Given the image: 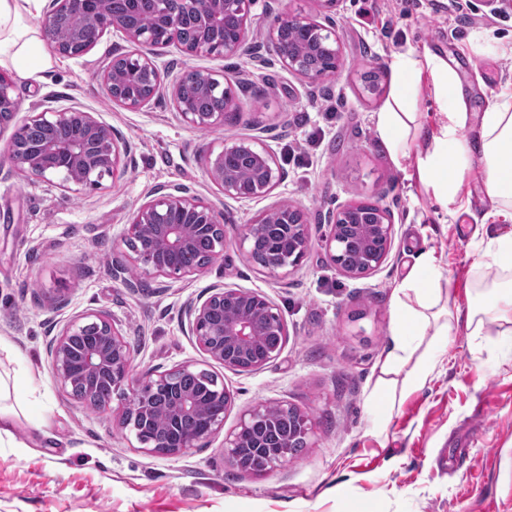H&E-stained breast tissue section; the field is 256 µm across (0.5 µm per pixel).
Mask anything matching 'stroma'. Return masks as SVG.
I'll use <instances>...</instances> for the list:
<instances>
[{
    "mask_svg": "<svg viewBox=\"0 0 512 512\" xmlns=\"http://www.w3.org/2000/svg\"><path fill=\"white\" fill-rule=\"evenodd\" d=\"M318 15L317 0H256L250 36L263 44L280 12ZM329 17L341 49L336 73L310 84L251 56H189L161 49L162 73L185 68L224 73L237 99L223 127L196 131L178 118L169 89L146 107L114 105L102 81L112 49L108 30L86 53L45 50L48 70L14 79L19 110L0 127V150L15 125L50 108L94 113L128 139L136 162L99 188L49 187L24 179L0 158V376L37 388L15 434L0 440V512H512V351L471 348L459 328L431 381L410 393L387 430H372L367 394L390 348L391 294L422 251L441 260L453 296L466 306L482 260L484 233L512 231L493 216L472 161L463 210L444 219L414 177L416 161L393 163L380 143L376 114L393 88L394 55L431 51L455 68L470 109L484 111L512 87V8L483 0H337ZM263 128L285 179L265 197L224 196L205 158L224 140ZM313 139L304 160L290 152ZM189 188L234 224L282 201L305 214L312 243L294 268L271 277L236 246L205 273L146 277L115 272L123 232L155 188ZM372 202L394 217L385 263L347 277L323 237L328 211ZM213 284L255 291L282 312L288 337L280 357L252 372L208 358L188 336L185 303ZM87 310L107 312L133 353V372L187 361L217 374L234 402L224 430L175 456L150 453L109 412L73 400L49 366L53 323ZM288 404L316 423L303 453L265 474L224 456V435L256 405Z\"/></svg>",
    "mask_w": 512,
    "mask_h": 512,
    "instance_id": "1",
    "label": "stroma"
}]
</instances>
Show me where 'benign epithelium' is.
Listing matches in <instances>:
<instances>
[{"instance_id": "benign-epithelium-1", "label": "benign epithelium", "mask_w": 512, "mask_h": 512, "mask_svg": "<svg viewBox=\"0 0 512 512\" xmlns=\"http://www.w3.org/2000/svg\"><path fill=\"white\" fill-rule=\"evenodd\" d=\"M105 2L50 0L42 26L50 35L61 17H66L76 29L80 54L88 51L107 30L121 32L133 49L112 54V62L103 70V81L113 102L127 109H141L158 95L161 70L156 58L160 48L174 46L191 56L226 57L252 50L247 27L256 0H131L128 12L121 18L113 16L104 7ZM143 10L153 12L157 25L165 32L164 38H156L139 24L138 16ZM295 29L301 30L324 58L337 63L341 50L334 26L302 14L280 13L267 30L266 49L271 60L295 75L317 81L328 70L319 60L293 54L289 34ZM130 59L138 63L132 90L116 95L113 63ZM12 91V82L0 75V108L6 106L16 112L19 105ZM195 94L219 99L220 108L198 110L192 105ZM172 99L181 120L198 130L224 126L227 114L237 109L231 88L224 85V74L210 70L185 68L176 74L172 80ZM33 126L51 130L52 138L31 147L27 133ZM3 154L25 179L51 187L73 183L96 189L104 176H120L135 164L134 148L127 139L92 113L71 107L30 117L18 126ZM206 172L224 196L235 199L266 196L284 178L260 135L248 140H224L222 151L206 158ZM374 208V222L367 225V234L377 239L380 248L364 252L358 262L350 261L349 256L356 245L363 204L343 205L324 220L330 226L325 247L332 261L351 278L375 272L391 248V215L377 204ZM274 212L285 217L284 234L290 250L271 254L262 268L277 277L297 265L310 246L311 232L310 225L291 204H281ZM264 234V219L260 216L249 224L237 225L235 237L231 238L224 214L210 203L186 187L177 186L171 192L159 188L132 213L125 228L124 241L136 240L139 245L131 254L113 259L112 265L120 271L133 268L143 276L199 275L223 256L229 242L237 243L249 255ZM200 236L212 241L207 260L184 266L170 263L174 256H190ZM184 319L187 333L198 347L224 368L237 372L254 371L278 359L288 336L282 313L267 296L224 284L214 285L204 295L188 300ZM48 356L56 379L80 403L108 411L112 394L128 389L127 402L115 422L131 434H138V428L150 421L156 406L163 405L170 425L152 438L149 451L153 453L181 455L224 428V416L231 404L224 384L215 383L211 393L220 408L202 417L190 381L202 377L205 370L195 364L185 362L172 369L150 370L132 377L130 348L105 312L87 311L73 316L50 341ZM280 413L292 424L293 434L282 435L273 421H267L263 433H256V426L266 421L267 416L266 406L260 404L245 413L236 429L225 437L224 454L228 459L253 473L287 462L294 440L306 441L314 435V423L293 406H280Z\"/></svg>"}]
</instances>
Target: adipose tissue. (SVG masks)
<instances>
[{
	"label": "adipose tissue",
	"mask_w": 512,
	"mask_h": 512,
	"mask_svg": "<svg viewBox=\"0 0 512 512\" xmlns=\"http://www.w3.org/2000/svg\"><path fill=\"white\" fill-rule=\"evenodd\" d=\"M43 0H0V67L11 66L28 77L50 63L43 41L26 27L25 18L39 15ZM395 88L376 115L381 143L392 160L416 152V173L444 216L459 210V189L472 158L482 164L485 192L496 207L512 211V91L502 92L480 114L470 112L456 70L440 56L408 51L395 55ZM428 77L443 115L438 130L424 124L417 112L416 80ZM477 125L469 139L463 131ZM492 258L493 272L483 275L467 309H460L433 251L420 254L391 299V348L368 396L375 430L385 429L394 410L414 390L423 388L441 355L448 351L459 323L481 352L487 326L502 329L512 346V231L481 239Z\"/></svg>",
	"instance_id": "1"
}]
</instances>
